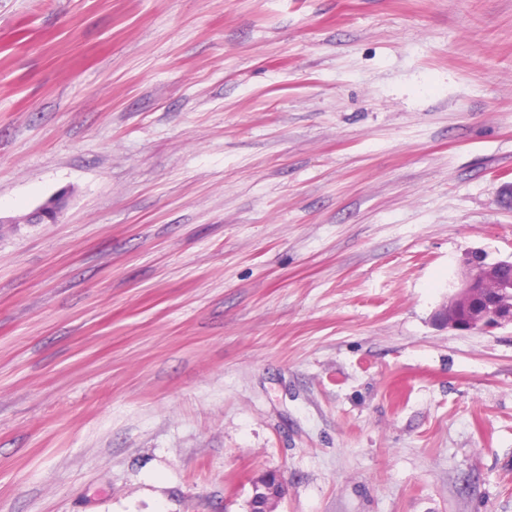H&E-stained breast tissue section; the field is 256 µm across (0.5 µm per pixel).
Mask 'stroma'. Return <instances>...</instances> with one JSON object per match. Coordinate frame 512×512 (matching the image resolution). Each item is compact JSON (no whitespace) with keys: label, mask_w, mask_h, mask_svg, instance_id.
<instances>
[{"label":"stroma","mask_w":512,"mask_h":512,"mask_svg":"<svg viewBox=\"0 0 512 512\" xmlns=\"http://www.w3.org/2000/svg\"><path fill=\"white\" fill-rule=\"evenodd\" d=\"M506 179L512 0H0V512H512ZM502 265H511L512 260H498L494 262H485V259L475 260L468 264L464 277L460 280L458 288L449 298L448 303L443 305L438 312V320L448 329L454 330H482L491 332L497 328H501L507 324H512V303H503L498 300V295L504 291L510 290L512 293V281L506 282L501 279L499 268ZM498 284V288L487 287L482 288L490 296L485 299V308L472 312L466 321H460L457 317V310L463 305H467L473 295L477 292L474 288L478 284ZM501 293V294H500Z\"/></svg>","instance_id":"stroma-1"}]
</instances>
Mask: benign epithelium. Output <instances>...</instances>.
I'll list each match as a JSON object with an SVG mask.
<instances>
[{"label": "benign epithelium", "mask_w": 512, "mask_h": 512, "mask_svg": "<svg viewBox=\"0 0 512 512\" xmlns=\"http://www.w3.org/2000/svg\"><path fill=\"white\" fill-rule=\"evenodd\" d=\"M61 207V198L53 197L42 204L31 216L30 220L37 223L55 221ZM511 265L512 260H498L486 262L482 259L472 260L466 269L464 277L460 280L458 288L449 298L448 303L438 312V320L454 330H482L491 332L507 324H512V303H503L498 295L512 288V281L501 279L499 268ZM497 283L498 287L492 289L490 296L485 300V308L471 313V316L462 321L457 317V310L468 304L476 293L475 287L484 283Z\"/></svg>", "instance_id": "1"}]
</instances>
